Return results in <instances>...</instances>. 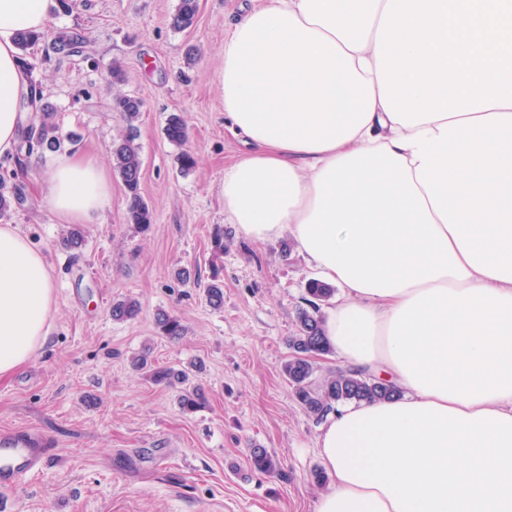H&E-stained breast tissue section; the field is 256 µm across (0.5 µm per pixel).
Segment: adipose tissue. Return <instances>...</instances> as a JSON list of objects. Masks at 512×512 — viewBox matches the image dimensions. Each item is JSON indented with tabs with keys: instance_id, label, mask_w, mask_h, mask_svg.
<instances>
[{
	"instance_id": "adipose-tissue-1",
	"label": "adipose tissue",
	"mask_w": 512,
	"mask_h": 512,
	"mask_svg": "<svg viewBox=\"0 0 512 512\" xmlns=\"http://www.w3.org/2000/svg\"><path fill=\"white\" fill-rule=\"evenodd\" d=\"M51 0H0V157L29 92L17 38ZM218 79L247 153L224 213L246 238L289 236L341 290L325 335L393 381L334 407L315 512H512V0H238ZM111 193L81 150L45 175L59 223ZM45 254L0 224V378L41 348Z\"/></svg>"
}]
</instances>
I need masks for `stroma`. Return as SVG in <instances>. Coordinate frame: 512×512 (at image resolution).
Wrapping results in <instances>:
<instances>
[{
  "label": "stroma",
  "mask_w": 512,
  "mask_h": 512,
  "mask_svg": "<svg viewBox=\"0 0 512 512\" xmlns=\"http://www.w3.org/2000/svg\"><path fill=\"white\" fill-rule=\"evenodd\" d=\"M231 2L199 0L196 25L178 32L170 26L178 0H74L70 11L52 8L48 27L83 28V55L59 58L42 43L26 53L62 134H75L104 166L125 129L115 94L142 100L141 195L154 221H129L126 189L112 172L101 222L85 225L81 249H67L65 227L40 192L55 153H41L34 167L0 158V181L21 198L0 224L16 225L45 254L56 281L45 345L0 379V436L37 433L46 459L0 512H315L320 424L281 373L314 274L283 241L240 236L225 223L219 194L225 165L247 150L224 126L217 79ZM191 46L199 53L190 62ZM115 66L123 73L118 85ZM172 113L183 116L197 160L188 172L164 134ZM219 230L217 257L211 241ZM186 266L198 269V284L177 280ZM214 277L224 283L219 309L203 295ZM124 297L139 300L141 312L113 321L112 302ZM161 310L184 325L179 341L158 335ZM145 349L176 368L204 360L205 408L183 414L175 390L135 372L131 360ZM255 445L277 456L278 471L251 470Z\"/></svg>",
  "instance_id": "obj_1"
}]
</instances>
